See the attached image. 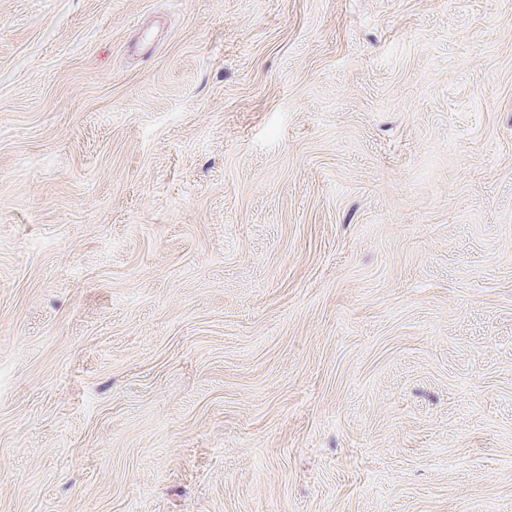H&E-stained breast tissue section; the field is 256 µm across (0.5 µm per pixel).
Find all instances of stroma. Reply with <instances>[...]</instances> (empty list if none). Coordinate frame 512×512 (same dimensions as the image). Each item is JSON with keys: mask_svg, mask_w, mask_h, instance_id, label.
I'll return each mask as SVG.
<instances>
[{"mask_svg": "<svg viewBox=\"0 0 512 512\" xmlns=\"http://www.w3.org/2000/svg\"><path fill=\"white\" fill-rule=\"evenodd\" d=\"M0 512H512V0H0Z\"/></svg>", "mask_w": 512, "mask_h": 512, "instance_id": "35a3bbf8", "label": "stroma"}]
</instances>
